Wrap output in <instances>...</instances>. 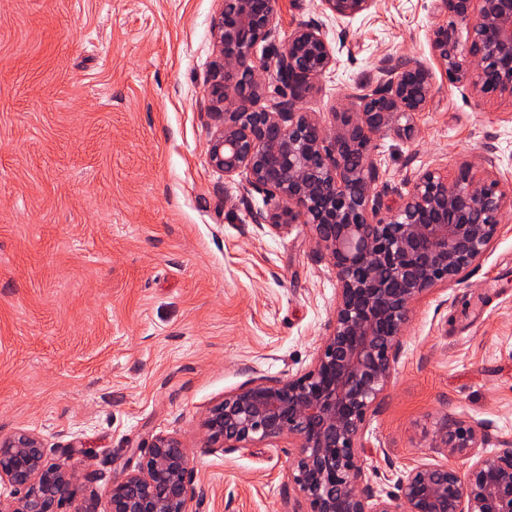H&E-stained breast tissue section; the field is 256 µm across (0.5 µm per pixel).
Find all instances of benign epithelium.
<instances>
[{
    "label": "benign epithelium",
    "mask_w": 512,
    "mask_h": 512,
    "mask_svg": "<svg viewBox=\"0 0 512 512\" xmlns=\"http://www.w3.org/2000/svg\"><path fill=\"white\" fill-rule=\"evenodd\" d=\"M321 3L342 21L375 0ZM437 9L432 53L441 74L481 98L512 97V0H438ZM211 37L220 61L206 79L215 122L208 163L263 197L250 211L256 230L309 226L335 274L336 300L308 368L253 379L208 410V447L233 453L288 440L290 512H512V448L488 450L482 421L444 420L434 447L448 461L402 471L391 490L373 485L364 462L368 420L392 382L413 304L468 279L501 233L512 189L468 167L452 177L428 168L400 187L382 180L375 141L412 139L413 116L431 101L433 72L422 63L381 60L328 128L298 106V91L336 65L322 22H297L281 44L276 0H222ZM268 81L278 90L265 96ZM390 193L401 198L394 209L383 204ZM76 479L70 457L50 458L32 433L0 442V482L12 487L0 512H59ZM204 498L172 435L156 436L136 470L112 479V512H197Z\"/></svg>",
    "instance_id": "1"
}]
</instances>
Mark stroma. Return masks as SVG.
<instances>
[{
    "label": "stroma",
    "mask_w": 512,
    "mask_h": 512,
    "mask_svg": "<svg viewBox=\"0 0 512 512\" xmlns=\"http://www.w3.org/2000/svg\"><path fill=\"white\" fill-rule=\"evenodd\" d=\"M218 0H0V440L36 433L79 472L62 512H111L113 476L158 435L180 439L202 512H286L282 442L206 448V411L249 380L311 363L336 279L307 225L257 233L246 194L207 161L205 79ZM280 39L321 21L335 68L301 91L322 124L386 57L433 66V0H377L336 23L277 0ZM416 137L376 142L384 180L428 168L512 181V99L441 73ZM493 164H485L484 154ZM465 283L414 305L369 419V472L435 463L444 418L512 441V202Z\"/></svg>",
    "instance_id": "35a3bbf8"
}]
</instances>
